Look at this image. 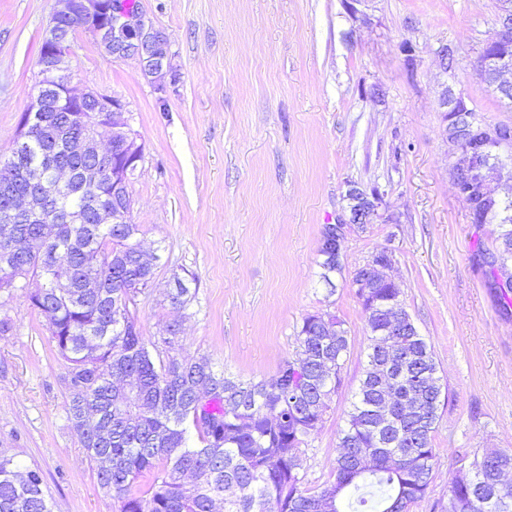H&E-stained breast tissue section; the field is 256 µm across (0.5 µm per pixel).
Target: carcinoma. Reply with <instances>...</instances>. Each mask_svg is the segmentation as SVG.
Instances as JSON below:
<instances>
[{"label":"carcinoma","mask_w":512,"mask_h":512,"mask_svg":"<svg viewBox=\"0 0 512 512\" xmlns=\"http://www.w3.org/2000/svg\"><path fill=\"white\" fill-rule=\"evenodd\" d=\"M31 126L28 155L44 183H54L56 165L77 171L91 163L68 114L51 107L34 113ZM109 150L96 189L75 174L57 186L39 219L0 224V251L15 232L42 247L10 268L0 265V282L30 274L46 279L29 304L46 319L67 364V418L86 428L82 447L119 512H321L326 497L331 512H410L433 478L443 384L433 347L404 308L400 289L356 291L369 331L366 365L339 433L335 480L311 492L295 460L341 385L351 353L344 321L330 313L306 316L295 357L257 382L219 374L205 356H179L178 323L145 342L130 309L154 275L139 261L140 226L90 221L92 204L112 193L109 169L124 167L116 142L109 141ZM458 186L475 217L498 226L486 264L507 315L512 286L502 288L497 263L512 266V201L493 204L476 176ZM166 299L187 308L194 299L190 282L173 276ZM397 314L405 326L392 324ZM378 384L389 389L397 412L385 436L374 427ZM147 472L152 478L143 489L138 482ZM511 474L512 453L474 458L450 489L448 512H487L483 501L491 496L499 512H512ZM43 486L39 469L0 456V512H53Z\"/></svg>","instance_id":"cac0c4a2"}]
</instances>
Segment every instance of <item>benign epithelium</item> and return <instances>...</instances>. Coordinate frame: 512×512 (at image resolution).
<instances>
[{
  "label": "benign epithelium",
  "mask_w": 512,
  "mask_h": 512,
  "mask_svg": "<svg viewBox=\"0 0 512 512\" xmlns=\"http://www.w3.org/2000/svg\"><path fill=\"white\" fill-rule=\"evenodd\" d=\"M61 7L51 15L48 35H46L45 58L41 63L43 78L35 85L30 112H44L56 102L60 105L80 107L87 102L93 103L96 112L95 122L98 131L92 132L84 127L79 141L83 151L99 160L104 157L100 150L103 136L100 131H112L124 136V147L132 162L140 161L142 145L137 143V136L128 124L118 120L125 110V104L117 97H110L96 90L73 81L63 67L64 58L70 50L69 38L78 31L89 34L95 43L103 47L113 59L122 61L135 59L141 74L146 78L161 77L170 65L169 43L165 34L141 12L129 10L122 0H59ZM497 29L494 37L486 47L504 45L512 40V0H499L496 19ZM476 70L493 71L500 78L504 91L512 93V81L504 79L505 74L512 73V57L507 54L491 55L481 53L476 61ZM440 106L444 109L441 135L454 144L458 152L454 154L450 168L453 183L468 171L484 166L481 148L504 152L512 146V126L503 124H475L470 118V109L466 95L454 85L445 84L440 95ZM28 141V127H21L11 163L0 169V199L5 202L0 209V222L13 224L20 215H31L38 211L44 194L39 176L30 171V165L23 160L20 149ZM491 188L500 196H512V188L501 191L499 173L505 168H512V154L505 152V157L493 163ZM23 176L31 183V194L19 197L12 191L14 180ZM354 205L350 207V224H375L385 215V193L376 189L370 193L351 184L347 192ZM132 200L125 171L112 174V204H99L92 216L96 224L131 223ZM345 225H329L326 236L329 239V259L335 260L342 253L345 240ZM380 257L367 275L360 278L357 287L365 286V281L378 277L384 283L393 280L390 270L393 265L392 252L383 249L376 252Z\"/></svg>",
  "instance_id": "7a95c632"
}]
</instances>
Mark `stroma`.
Listing matches in <instances>:
<instances>
[{
  "mask_svg": "<svg viewBox=\"0 0 512 512\" xmlns=\"http://www.w3.org/2000/svg\"><path fill=\"white\" fill-rule=\"evenodd\" d=\"M170 43L159 82L72 36L75 81L120 98L143 147L130 186L132 219L159 256L137 298L144 339L179 322L182 356L209 357L241 379L273 376L297 350L303 319L344 321L351 355L321 426L299 452L304 485L334 480L338 431L365 365V316L350 285L372 254L434 348L445 386L432 444L433 479L411 512H446L475 456L512 453V317L502 313L479 251L493 224L471 223L441 135L444 84L490 123L512 125L473 64L495 30L497 0H137ZM57 0H0V156L9 155L40 79L37 60ZM456 48L452 72L441 45ZM387 193L386 218L345 224L344 270L320 280L324 225L345 223L349 183ZM194 300L173 308L172 274ZM38 276L0 290V454L39 468L54 512H118L66 414V364L28 296Z\"/></svg>",
  "mask_w": 512,
  "mask_h": 512,
  "instance_id": "35a3bbf8",
  "label": "stroma"
}]
</instances>
